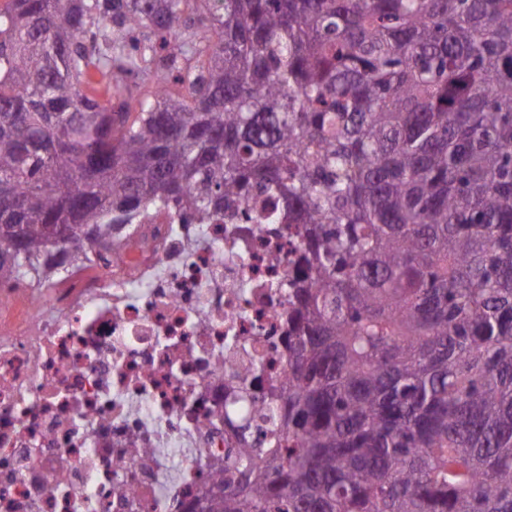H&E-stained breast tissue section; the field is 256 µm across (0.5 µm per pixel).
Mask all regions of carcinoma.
Returning a JSON list of instances; mask_svg holds the SVG:
<instances>
[{"label": "carcinoma", "instance_id": "cac0c4a2", "mask_svg": "<svg viewBox=\"0 0 512 512\" xmlns=\"http://www.w3.org/2000/svg\"><path fill=\"white\" fill-rule=\"evenodd\" d=\"M226 212L300 225L307 277L195 510L512 512V0L0 8L1 281Z\"/></svg>", "mask_w": 512, "mask_h": 512}]
</instances>
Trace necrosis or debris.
Here are the masks:
<instances>
[{
    "instance_id": "1",
    "label": "necrosis or debris",
    "mask_w": 512,
    "mask_h": 512,
    "mask_svg": "<svg viewBox=\"0 0 512 512\" xmlns=\"http://www.w3.org/2000/svg\"><path fill=\"white\" fill-rule=\"evenodd\" d=\"M301 266L294 225L159 215L0 284V512H191L280 392Z\"/></svg>"
}]
</instances>
